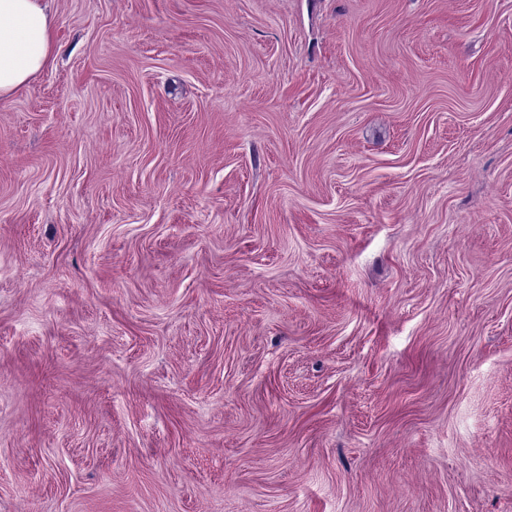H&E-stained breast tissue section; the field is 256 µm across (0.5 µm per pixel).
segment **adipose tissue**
Returning <instances> with one entry per match:
<instances>
[{
	"label": "adipose tissue",
	"instance_id": "ef3b65f1",
	"mask_svg": "<svg viewBox=\"0 0 512 512\" xmlns=\"http://www.w3.org/2000/svg\"><path fill=\"white\" fill-rule=\"evenodd\" d=\"M52 26L47 0H0V98L12 95L47 66Z\"/></svg>",
	"mask_w": 512,
	"mask_h": 512
}]
</instances>
